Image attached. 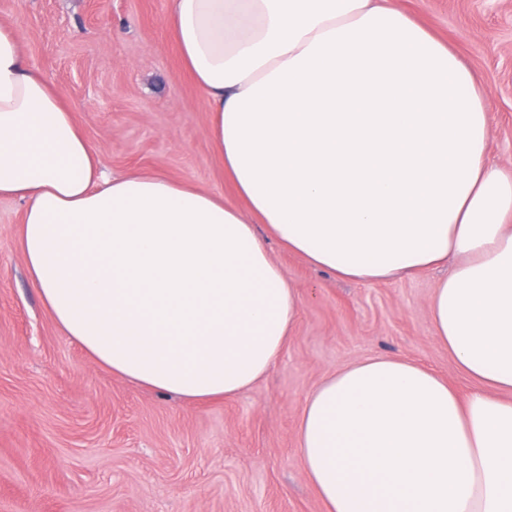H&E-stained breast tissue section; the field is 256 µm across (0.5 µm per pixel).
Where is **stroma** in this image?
Listing matches in <instances>:
<instances>
[{
  "label": "stroma",
  "mask_w": 512,
  "mask_h": 512,
  "mask_svg": "<svg viewBox=\"0 0 512 512\" xmlns=\"http://www.w3.org/2000/svg\"><path fill=\"white\" fill-rule=\"evenodd\" d=\"M482 85L491 162L512 168V0H400ZM171 0H0L29 63L65 96L109 171L161 173L239 199L184 71ZM24 204L0 199V512H324L296 451L308 392L375 356L416 361L460 394L473 382L436 339L441 274L334 278L266 246L301 301L268 374L239 395L187 403L99 367L43 309L18 246Z\"/></svg>",
  "instance_id": "obj_1"
}]
</instances>
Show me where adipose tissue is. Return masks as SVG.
<instances>
[{
	"mask_svg": "<svg viewBox=\"0 0 512 512\" xmlns=\"http://www.w3.org/2000/svg\"><path fill=\"white\" fill-rule=\"evenodd\" d=\"M185 69L241 206L157 173L108 174L0 23V198L58 329L95 363L197 403L263 377L300 317L270 236L332 276L453 261L428 304L476 383L376 356L307 395L296 449L325 512H512V172L485 98L395 0H172Z\"/></svg>",
	"mask_w": 512,
	"mask_h": 512,
	"instance_id": "adipose-tissue-1",
	"label": "adipose tissue"
}]
</instances>
